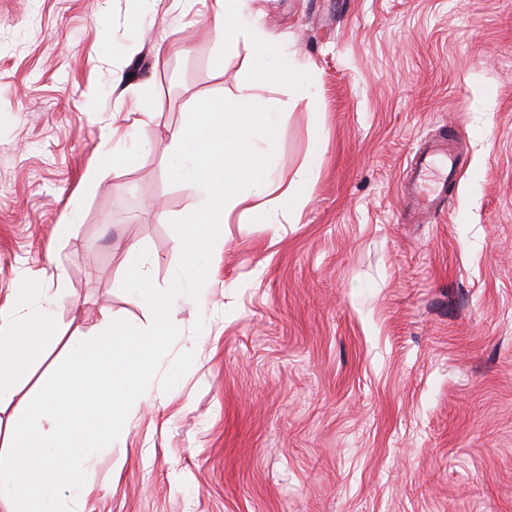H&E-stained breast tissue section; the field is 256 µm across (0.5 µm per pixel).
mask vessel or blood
I'll list each match as a JSON object with an SVG mask.
<instances>
[{"instance_id": "obj_1", "label": "vessel or blood", "mask_w": 512, "mask_h": 512, "mask_svg": "<svg viewBox=\"0 0 512 512\" xmlns=\"http://www.w3.org/2000/svg\"><path fill=\"white\" fill-rule=\"evenodd\" d=\"M456 176V158L442 145L429 146L416 154L403 185V194L410 203V217L417 220L441 207L448 184Z\"/></svg>"}]
</instances>
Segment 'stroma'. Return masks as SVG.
I'll use <instances>...</instances> for the list:
<instances>
[{
    "label": "stroma",
    "mask_w": 512,
    "mask_h": 512,
    "mask_svg": "<svg viewBox=\"0 0 512 512\" xmlns=\"http://www.w3.org/2000/svg\"><path fill=\"white\" fill-rule=\"evenodd\" d=\"M258 7L299 83L255 89L274 130L256 146L307 202L229 217L83 512H512V0ZM207 8L0 0V309L19 275L44 281L60 331L7 414L105 311L147 321L121 288L134 241L156 285L176 273L198 197L172 135L257 65ZM137 107L134 148L112 127ZM430 141L457 178L407 224L398 187Z\"/></svg>",
    "instance_id": "obj_1"
}]
</instances>
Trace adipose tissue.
<instances>
[{
  "label": "adipose tissue",
  "instance_id": "adipose-tissue-1",
  "mask_svg": "<svg viewBox=\"0 0 512 512\" xmlns=\"http://www.w3.org/2000/svg\"><path fill=\"white\" fill-rule=\"evenodd\" d=\"M210 13L215 34L225 47L242 40L253 43L261 60L257 80L283 77L282 68L271 58L272 35L254 24L258 12L253 0H211ZM252 100V86H244L237 111H225L219 102L207 104L194 110L173 136L177 147L173 170L200 199L184 218L187 234L179 245L182 251L211 248L221 238L224 217L250 212L253 200L265 199L273 208L286 204L297 209L303 204L296 187L279 192L254 174L255 143L264 127L249 110ZM51 296L50 289L36 287L24 277L14 290L13 309L0 310V405L12 402L35 358L59 337L56 323L39 307L40 301Z\"/></svg>",
  "mask_w": 512,
  "mask_h": 512
}]
</instances>
